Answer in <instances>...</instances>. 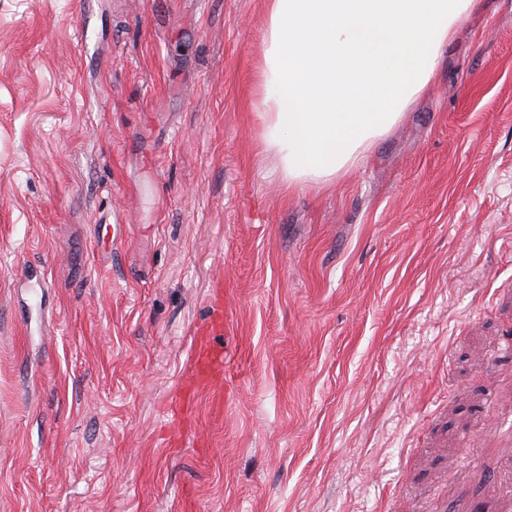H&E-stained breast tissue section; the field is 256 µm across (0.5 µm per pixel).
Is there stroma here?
<instances>
[{"mask_svg":"<svg viewBox=\"0 0 512 512\" xmlns=\"http://www.w3.org/2000/svg\"><path fill=\"white\" fill-rule=\"evenodd\" d=\"M265 17L0 0V512H512V0L294 192L251 106ZM215 327L205 333L208 338L201 342L193 353V365L195 368L197 381L213 378L224 364V349L219 345L215 337L222 335V326L220 318L217 317Z\"/></svg>","mask_w":512,"mask_h":512,"instance_id":"stroma-1","label":"stroma"}]
</instances>
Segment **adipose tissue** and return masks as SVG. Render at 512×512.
Instances as JSON below:
<instances>
[{
  "label": "adipose tissue",
  "mask_w": 512,
  "mask_h": 512,
  "mask_svg": "<svg viewBox=\"0 0 512 512\" xmlns=\"http://www.w3.org/2000/svg\"><path fill=\"white\" fill-rule=\"evenodd\" d=\"M476 0H268L260 145L288 190L350 174L433 83Z\"/></svg>",
  "instance_id": "adipose-tissue-1"
}]
</instances>
